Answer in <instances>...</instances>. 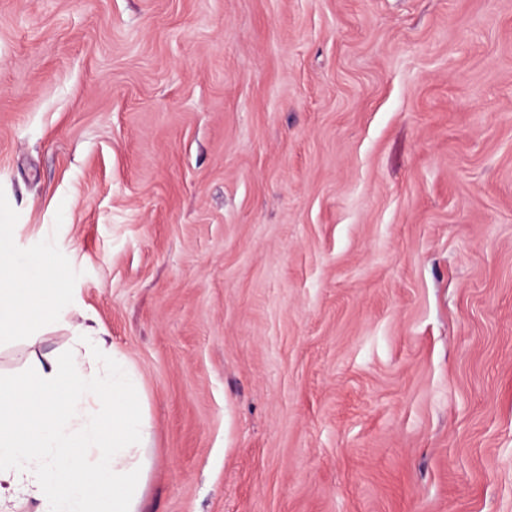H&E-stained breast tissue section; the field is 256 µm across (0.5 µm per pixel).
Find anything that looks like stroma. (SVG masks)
I'll use <instances>...</instances> for the list:
<instances>
[{
    "instance_id": "1",
    "label": "stroma",
    "mask_w": 512,
    "mask_h": 512,
    "mask_svg": "<svg viewBox=\"0 0 512 512\" xmlns=\"http://www.w3.org/2000/svg\"><path fill=\"white\" fill-rule=\"evenodd\" d=\"M0 245L139 512H512V0H0Z\"/></svg>"
}]
</instances>
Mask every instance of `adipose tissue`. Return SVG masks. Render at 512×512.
Listing matches in <instances>:
<instances>
[{
	"instance_id": "1",
	"label": "adipose tissue",
	"mask_w": 512,
	"mask_h": 512,
	"mask_svg": "<svg viewBox=\"0 0 512 512\" xmlns=\"http://www.w3.org/2000/svg\"><path fill=\"white\" fill-rule=\"evenodd\" d=\"M59 278L49 267L24 272L0 251V344L37 345L51 318L72 325L64 355L0 379V512L18 499L37 501V512H137L150 429L139 387L122 356L93 364L100 344L72 324L52 287Z\"/></svg>"
}]
</instances>
